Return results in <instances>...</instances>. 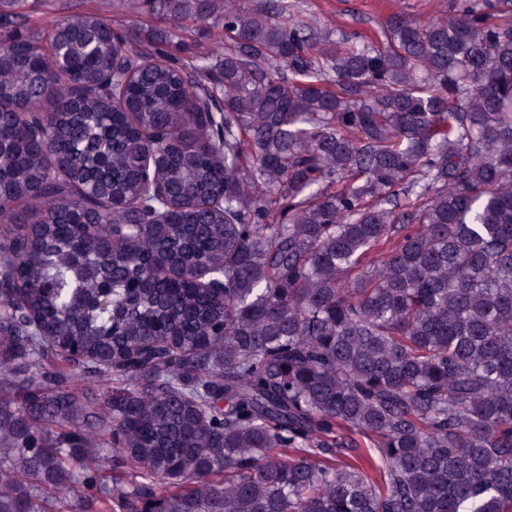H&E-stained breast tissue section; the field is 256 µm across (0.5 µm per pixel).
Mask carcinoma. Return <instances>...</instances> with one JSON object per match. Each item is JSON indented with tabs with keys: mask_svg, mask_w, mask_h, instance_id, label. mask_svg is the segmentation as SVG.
Returning a JSON list of instances; mask_svg holds the SVG:
<instances>
[{
	"mask_svg": "<svg viewBox=\"0 0 512 512\" xmlns=\"http://www.w3.org/2000/svg\"><path fill=\"white\" fill-rule=\"evenodd\" d=\"M24 2L0 512H512V0L329 48L283 0H167L154 44L92 11L20 32ZM188 16L222 60L177 57Z\"/></svg>",
	"mask_w": 512,
	"mask_h": 512,
	"instance_id": "1",
	"label": "carcinoma"
}]
</instances>
